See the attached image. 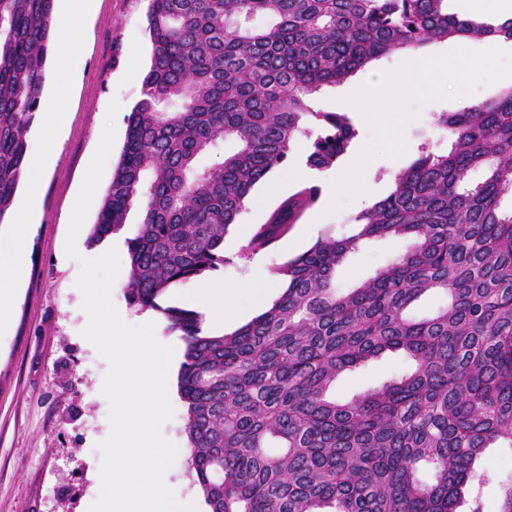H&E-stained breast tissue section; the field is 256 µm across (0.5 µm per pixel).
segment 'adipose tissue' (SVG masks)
Here are the masks:
<instances>
[{"instance_id": "1", "label": "adipose tissue", "mask_w": 512, "mask_h": 512, "mask_svg": "<svg viewBox=\"0 0 512 512\" xmlns=\"http://www.w3.org/2000/svg\"><path fill=\"white\" fill-rule=\"evenodd\" d=\"M51 163L52 158L49 154L36 149L29 151L27 166L35 171L36 176L29 179L25 201L14 216V225L8 241L5 246L0 247V268L14 269L25 264V243L31 233L41 195L38 175L48 170ZM251 291L252 287L248 284L212 281L205 287L197 289L194 299L200 304L207 319L220 325L238 316Z\"/></svg>"}]
</instances>
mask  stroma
I'll use <instances>...</instances> for the list:
<instances>
[{
    "label": "stroma",
    "mask_w": 512,
    "mask_h": 512,
    "mask_svg": "<svg viewBox=\"0 0 512 512\" xmlns=\"http://www.w3.org/2000/svg\"><path fill=\"white\" fill-rule=\"evenodd\" d=\"M146 11L147 0H96L80 38H69L61 25L53 27V54L48 58L41 102L54 104L56 111L67 113L68 124L59 136L41 133L34 125L26 134L28 145H40L43 151L53 154L54 164L43 177L41 211L32 226L29 262L19 276L11 314L12 331L0 335V512H89L95 501L101 465L98 445L111 431L110 405L102 393L109 362L83 335L89 317L76 286L80 258L94 259L109 249H117L120 271L111 297L120 317L132 326L154 323L158 341L174 349L171 371H179L183 361L185 345L180 337L165 333L155 312L137 311L125 297L129 275L126 240L140 221L139 210H131L123 228L108 239L98 244L90 240L91 227L97 221L119 162L126 117L142 98V79L151 54ZM65 47L81 56L83 67L70 96L57 102L53 92L61 73L56 55ZM408 59V53H390L343 84L324 88L315 97V110L347 114L357 132L337 162V169L343 171L353 164L372 137L367 120L349 103V96L377 74L395 70ZM511 85L504 80L467 96L421 106L418 116L404 128L408 154L394 159L375 158L364 169L362 182L373 200L391 192L394 169L410 165L421 143H429L436 151H448L451 139L436 126L438 113L495 98ZM114 100L120 104L115 141L77 237L79 256L72 259L65 254L72 209L99 146L97 134L104 127L109 104ZM315 184L314 178L303 175L282 180L273 188H254L245 209L224 237L221 279L250 280L255 259H262L269 271L318 239L356 233V208L344 206L318 217L308 211L270 248L255 256L245 255L246 243L240 238V228L256 231L281 200ZM407 247V240L401 238L362 241L336 270L337 292L346 293L360 286ZM410 367V360L404 356L384 354L341 374L330 394L339 401L351 400ZM186 422L184 403L175 400L173 416L163 427L164 436L179 449L169 470V481L177 498L199 502L203 496L189 474ZM478 470L487 478L481 488L483 512H497L500 488L512 481V448L486 449Z\"/></svg>",
    "instance_id": "1"
}]
</instances>
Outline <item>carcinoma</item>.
Instances as JSON below:
<instances>
[{"mask_svg": "<svg viewBox=\"0 0 512 512\" xmlns=\"http://www.w3.org/2000/svg\"><path fill=\"white\" fill-rule=\"evenodd\" d=\"M447 0H149L151 65L90 240L127 238L125 296L185 344L179 394L189 466L210 512H460L485 449L512 448V86L437 124L451 148L419 149L394 189L355 217L358 234L316 242L274 269L283 292L231 333L165 303L169 289L224 267V235L253 187L312 139L306 164H336L351 119L310 95L393 50L448 39L512 42ZM54 0H0V222L26 165L53 39ZM266 17L270 24L252 21ZM231 138L211 167L199 157ZM484 171L469 182V173ZM317 200L284 198L245 251L288 233ZM407 251L346 295L336 266L362 239ZM448 304L416 319L429 291ZM399 352L414 367L349 402L343 372Z\"/></svg>", "mask_w": 512, "mask_h": 512, "instance_id": "1", "label": "carcinoma"}]
</instances>
